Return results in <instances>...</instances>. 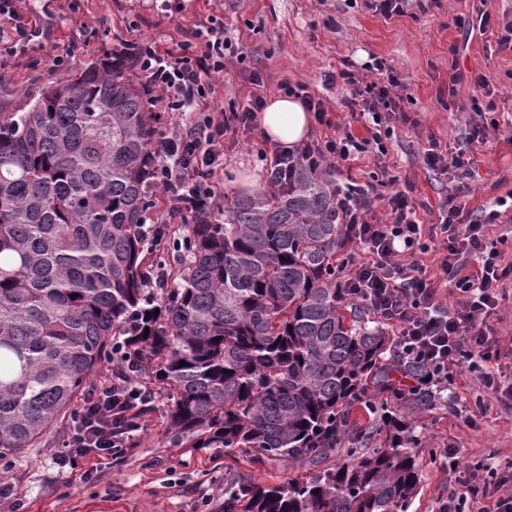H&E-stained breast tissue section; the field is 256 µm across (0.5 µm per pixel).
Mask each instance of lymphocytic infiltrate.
I'll return each mask as SVG.
<instances>
[{"label":"lymphocytic infiltrate","instance_id":"f902f5d3","mask_svg":"<svg viewBox=\"0 0 512 512\" xmlns=\"http://www.w3.org/2000/svg\"><path fill=\"white\" fill-rule=\"evenodd\" d=\"M31 24L26 14L16 11L13 0H0V54H15L27 41ZM121 53L133 58L151 109L180 117L173 130L159 131L154 150L155 183L162 190L165 210L174 214L193 204L213 203L221 195L215 176L224 167L227 134L254 131L257 114L266 104L262 77H253L254 89L240 110L227 114L211 107L215 78L223 76L226 58L238 54L221 22L185 31L183 40L172 49L160 48L151 39L127 42ZM338 76L346 86L341 105L368 120L367 136L359 138L339 129L322 99L302 86L281 82L280 91L299 98L326 134L297 148L276 146L262 151L271 188L288 187L302 165L318 168L326 161H352L366 152L378 161L387 156L388 124L403 113L398 76L390 70L385 79L369 83L349 69L339 71ZM380 201L387 209L383 217L376 210ZM338 204L350 239L364 252L362 260L350 255L341 260L339 285L349 299L395 324L397 357L424 364L433 385L446 383L463 364L491 363L492 330L486 319L498 307L496 288L505 270L500 266L501 252L484 227L496 222L498 212H488L482 222L471 224L459 194L448 197L441 219L444 239L438 266L444 282L467 296L462 309L451 313L435 304L439 283L414 257L421 226L405 192L384 198L376 187L351 185L340 192ZM463 253L478 261L479 270L464 273L457 263ZM143 396V388L129 378L99 380L90 401L73 419L58 466L87 479L98 473L103 461L123 457L134 432L142 428L138 404ZM448 470L456 474L465 492H449L440 500L438 512H512V467L501 470L478 464L464 471L452 450ZM489 498L494 501L490 508L484 505Z\"/></svg>","mask_w":512,"mask_h":512}]
</instances>
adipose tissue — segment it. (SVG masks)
I'll use <instances>...</instances> for the list:
<instances>
[{
    "label": "adipose tissue",
    "mask_w": 512,
    "mask_h": 512,
    "mask_svg": "<svg viewBox=\"0 0 512 512\" xmlns=\"http://www.w3.org/2000/svg\"><path fill=\"white\" fill-rule=\"evenodd\" d=\"M258 122L268 141L293 148L308 136L311 116L299 99L275 95L268 99Z\"/></svg>",
    "instance_id": "1"
}]
</instances>
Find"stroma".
Returning a JSON list of instances; mask_svg holds the SVG:
<instances>
[{"mask_svg":"<svg viewBox=\"0 0 512 512\" xmlns=\"http://www.w3.org/2000/svg\"><path fill=\"white\" fill-rule=\"evenodd\" d=\"M174 11L164 18L137 0H81L82 17L100 18L98 33L80 32L69 10L49 0L36 23L34 45L82 42L77 60L63 71L33 65L30 55L0 58V84L11 93H33L61 82L111 53L115 39L134 32L164 42L178 27L206 21L220 10L218 0H171ZM478 0H410L402 14L384 18L364 7L362 0H239L224 13L232 38L244 52L243 62H229L216 85L215 103L224 109L245 105L253 74H260L268 95L281 81L300 85L315 97L337 103L345 93L338 77L344 61L362 65L377 59L392 67L406 88L402 106L410 123L391 121L388 140L389 176L394 187L418 203L423 231L441 219L440 209L455 188L452 175L427 169L423 152L427 137L441 147L473 157L475 174L465 180L463 197L472 217L497 209L512 194V51L500 50L495 29L468 32L460 18L471 15ZM221 11V10H220ZM480 73L495 88L487 114L472 107L469 82L449 96L452 74ZM487 141L469 143L467 134L484 117ZM266 145L261 130L241 133L224 145V174L258 166ZM498 367L503 373L498 391L483 388L477 372L457 371L447 388L435 389L433 405L418 415L415 433L421 444V483L409 512H435L439 498L455 488L444 469L445 451L456 448L462 462L512 460V344L502 343ZM167 392L151 387L140 406L144 425L123 461L105 462L97 478L82 482L60 472L61 451L69 424L60 422L41 447L25 450L10 463L7 479L21 494L25 512H207L206 500L223 497L225 478L252 476L277 484L302 475L300 466L278 461L266 466L231 461L220 448L175 445L166 430Z\"/></svg>","mask_w":512,"mask_h":512,"instance_id":"obj_1","label":"stroma"}]
</instances>
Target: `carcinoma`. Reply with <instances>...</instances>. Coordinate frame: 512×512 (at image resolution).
<instances>
[{
	"instance_id": "carcinoma-1",
	"label": "carcinoma",
	"mask_w": 512,
	"mask_h": 512,
	"mask_svg": "<svg viewBox=\"0 0 512 512\" xmlns=\"http://www.w3.org/2000/svg\"><path fill=\"white\" fill-rule=\"evenodd\" d=\"M131 68L106 55L0 99V461L40 447L111 364L165 386L173 443L304 465L276 485L225 480L227 512H408L415 421L383 412L369 448L349 408L390 392L421 411L432 392L399 391L390 337L336 286V185L301 167L285 190L166 216L158 115ZM169 248L155 292L152 255Z\"/></svg>"
}]
</instances>
